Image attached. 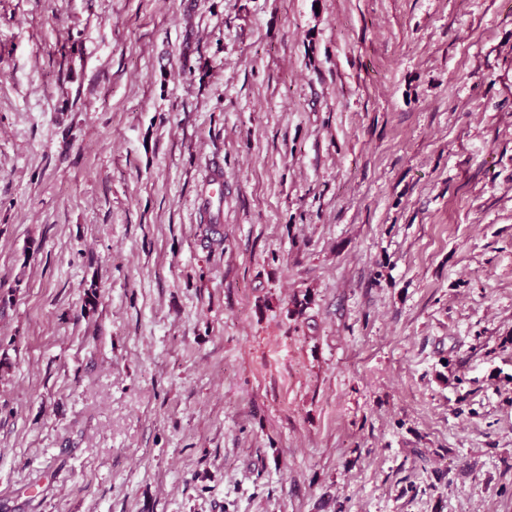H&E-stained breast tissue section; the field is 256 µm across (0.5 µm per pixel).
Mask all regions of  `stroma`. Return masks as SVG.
<instances>
[{
    "label": "stroma",
    "instance_id": "obj_1",
    "mask_svg": "<svg viewBox=\"0 0 512 512\" xmlns=\"http://www.w3.org/2000/svg\"><path fill=\"white\" fill-rule=\"evenodd\" d=\"M0 512H512V0H0Z\"/></svg>",
    "mask_w": 512,
    "mask_h": 512
}]
</instances>
